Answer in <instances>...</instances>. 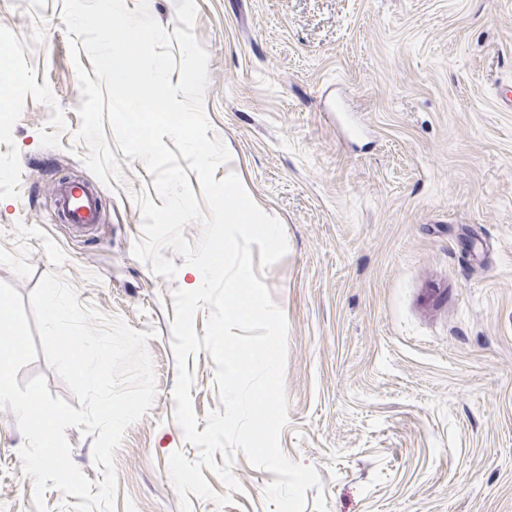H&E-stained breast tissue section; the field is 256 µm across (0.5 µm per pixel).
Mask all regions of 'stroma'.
I'll return each mask as SVG.
<instances>
[{"label":"stroma","mask_w":512,"mask_h":512,"mask_svg":"<svg viewBox=\"0 0 512 512\" xmlns=\"http://www.w3.org/2000/svg\"><path fill=\"white\" fill-rule=\"evenodd\" d=\"M204 110L235 173L283 224L288 252L258 270L284 312L288 421L280 442L317 469L305 512H512V0H196ZM62 0H0L15 104L0 112V282L29 298L56 272L80 303L149 332L156 395L115 452L116 512H180L168 469L195 459L174 419V289L133 254L153 193L117 154L109 188L75 145L82 103ZM101 199L79 233L58 180ZM197 417L220 408L210 354L188 357ZM24 437L0 410V512H36ZM242 486L204 477L224 507L273 512L272 472L237 455Z\"/></svg>","instance_id":"1"}]
</instances>
